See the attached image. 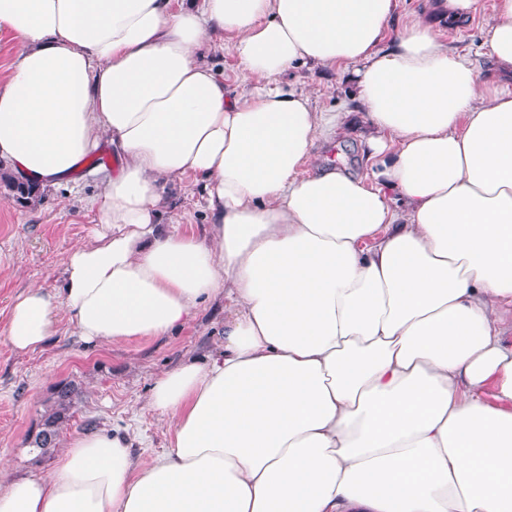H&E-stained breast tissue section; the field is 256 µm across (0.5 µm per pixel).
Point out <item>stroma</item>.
Here are the masks:
<instances>
[{"mask_svg":"<svg viewBox=\"0 0 512 512\" xmlns=\"http://www.w3.org/2000/svg\"><path fill=\"white\" fill-rule=\"evenodd\" d=\"M473 18L448 24L433 14L431 0H400V11L434 22L441 39L462 55L482 58L493 21L494 0H479ZM291 78L309 93L318 111H341L354 91L341 73L300 69ZM340 139L318 142L320 163L340 158L349 171L370 173L362 138L369 133L364 113L351 114ZM99 182L90 180L81 192L66 188L45 191L34 206L18 202L0 189V332L4 330L12 299L30 287L54 292L63 286V262L70 249L90 241L95 215L83 199L95 194ZM169 207L163 223L203 235L204 201L198 185L187 180L166 188ZM75 328L63 324L49 344L29 353L13 351L0 336V460L14 477L47 476L56 468L57 452L40 455L31 441L40 429L53 388L62 382L77 385L72 418L59 432L65 446L76 433L113 429L127 433L139 462H149L168 445V425L148 406L155 381L185 360L208 361L224 345L223 300L203 303L183 329L162 337L141 338L87 348L78 342Z\"/></svg>","mask_w":512,"mask_h":512,"instance_id":"1","label":"stroma"}]
</instances>
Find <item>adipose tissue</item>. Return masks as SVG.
<instances>
[{"label":"adipose tissue","mask_w":512,"mask_h":512,"mask_svg":"<svg viewBox=\"0 0 512 512\" xmlns=\"http://www.w3.org/2000/svg\"><path fill=\"white\" fill-rule=\"evenodd\" d=\"M399 0H0V166L47 188L89 170L100 224L61 293L12 302L31 352L165 336L224 299V351L163 374L169 444L73 435L0 512H512V0L488 57ZM225 44L248 91L195 51ZM351 73L371 172L316 165L341 115L285 83ZM108 145L115 172L90 167ZM201 180L207 239L158 222Z\"/></svg>","instance_id":"adipose-tissue-1"}]
</instances>
